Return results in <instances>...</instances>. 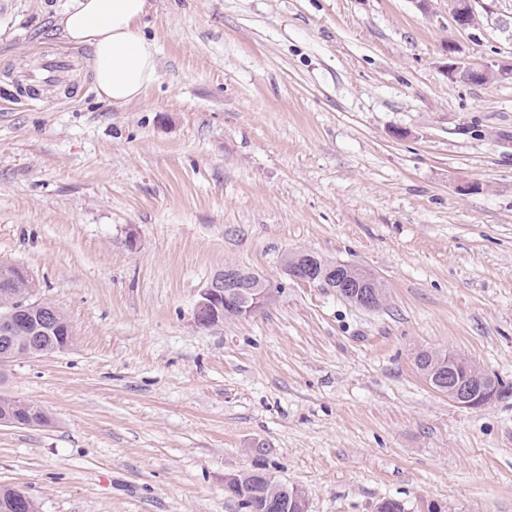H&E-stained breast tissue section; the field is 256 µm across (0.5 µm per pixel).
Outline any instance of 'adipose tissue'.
Here are the masks:
<instances>
[{"label": "adipose tissue", "instance_id": "ef3b65f1", "mask_svg": "<svg viewBox=\"0 0 512 512\" xmlns=\"http://www.w3.org/2000/svg\"><path fill=\"white\" fill-rule=\"evenodd\" d=\"M148 0H71L54 18L70 45L90 50L98 98L122 105L140 98L156 79V48L141 33Z\"/></svg>", "mask_w": 512, "mask_h": 512}]
</instances>
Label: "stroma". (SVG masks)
<instances>
[{"label":"stroma","instance_id":"obj_1","mask_svg":"<svg viewBox=\"0 0 512 512\" xmlns=\"http://www.w3.org/2000/svg\"><path fill=\"white\" fill-rule=\"evenodd\" d=\"M69 0H0V262L69 317V349L0 369L46 427L0 425V484L38 512H243L251 446L308 512H512V0H150L157 79L98 100ZM69 53L62 86L15 80ZM308 250L374 273L366 310L289 281ZM236 265L273 303L207 328ZM456 351L503 383L459 408L415 365ZM448 74L471 84L512 83V65L495 61L466 62L458 60L448 65Z\"/></svg>","mask_w":512,"mask_h":512}]
</instances>
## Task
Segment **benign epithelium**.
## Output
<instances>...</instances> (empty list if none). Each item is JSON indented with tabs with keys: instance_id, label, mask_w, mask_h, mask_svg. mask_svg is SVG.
<instances>
[{
	"instance_id": "1",
	"label": "benign epithelium",
	"mask_w": 512,
	"mask_h": 512,
	"mask_svg": "<svg viewBox=\"0 0 512 512\" xmlns=\"http://www.w3.org/2000/svg\"><path fill=\"white\" fill-rule=\"evenodd\" d=\"M452 16L459 21V26L466 27L473 23L474 12L471 0H448ZM448 74L471 84L486 85L490 83H512V65H500L495 61L466 62L457 61L448 65ZM292 281L301 284L317 282L314 266L311 263L296 265L286 270ZM31 284L33 279L29 272L17 265L0 266V293L6 294L22 283ZM277 286L267 279L262 284L253 286L246 278V273L237 266H227L217 273L204 288L196 302L194 322L199 327H209L226 319L249 317L268 306L275 298ZM15 317L12 312L0 314V338L4 342L14 341L12 336ZM48 332L41 322H34L29 336L22 348L29 356L43 353ZM458 364L456 357L448 355V362L438 371L427 374V382L439 390L448 386V401L457 407L478 409L490 405L501 394L497 379L482 372L473 380L462 385L457 382Z\"/></svg>"
}]
</instances>
